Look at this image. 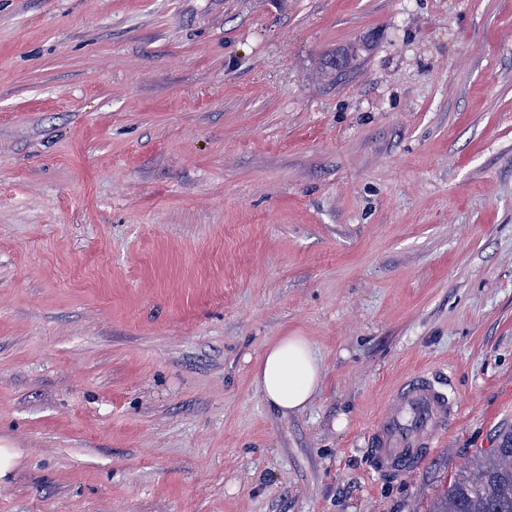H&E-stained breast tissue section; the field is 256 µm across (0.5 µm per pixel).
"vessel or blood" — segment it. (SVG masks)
<instances>
[{"mask_svg": "<svg viewBox=\"0 0 512 512\" xmlns=\"http://www.w3.org/2000/svg\"><path fill=\"white\" fill-rule=\"evenodd\" d=\"M456 415V399L445 384L425 372L405 377L366 434L374 473L401 478L417 472Z\"/></svg>", "mask_w": 512, "mask_h": 512, "instance_id": "obj_1", "label": "vessel or blood"}]
</instances>
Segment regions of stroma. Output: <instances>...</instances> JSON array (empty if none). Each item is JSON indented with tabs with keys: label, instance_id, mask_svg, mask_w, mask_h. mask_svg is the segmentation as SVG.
I'll list each match as a JSON object with an SVG mask.
<instances>
[{
	"label": "stroma",
	"instance_id": "stroma-1",
	"mask_svg": "<svg viewBox=\"0 0 512 512\" xmlns=\"http://www.w3.org/2000/svg\"><path fill=\"white\" fill-rule=\"evenodd\" d=\"M511 432L512 0H0V512H428ZM255 381L264 401L282 413L305 408L323 381L318 352L304 336H282L269 345ZM456 415L445 384L425 372L405 377L365 436L374 473L401 478L417 472Z\"/></svg>",
	"mask_w": 512,
	"mask_h": 512
}]
</instances>
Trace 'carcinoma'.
<instances>
[{"mask_svg": "<svg viewBox=\"0 0 512 512\" xmlns=\"http://www.w3.org/2000/svg\"><path fill=\"white\" fill-rule=\"evenodd\" d=\"M429 512H512V433L493 458L477 456L456 473Z\"/></svg>", "mask_w": 512, "mask_h": 512, "instance_id": "1", "label": "carcinoma"}]
</instances>
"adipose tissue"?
Masks as SVG:
<instances>
[{"mask_svg":"<svg viewBox=\"0 0 512 512\" xmlns=\"http://www.w3.org/2000/svg\"><path fill=\"white\" fill-rule=\"evenodd\" d=\"M255 381L264 401L288 413L305 408L323 381L322 361L303 336H282L269 345Z\"/></svg>","mask_w":512,"mask_h":512,"instance_id":"ef3b65f1","label":"adipose tissue"}]
</instances>
